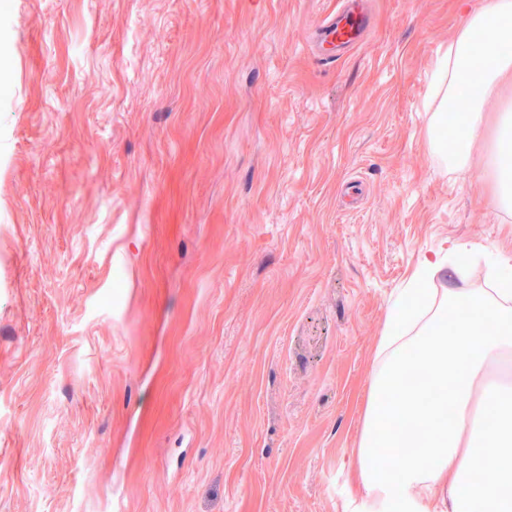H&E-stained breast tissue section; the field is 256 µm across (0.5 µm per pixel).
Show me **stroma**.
Wrapping results in <instances>:
<instances>
[{
  "label": "stroma",
  "mask_w": 512,
  "mask_h": 512,
  "mask_svg": "<svg viewBox=\"0 0 512 512\" xmlns=\"http://www.w3.org/2000/svg\"><path fill=\"white\" fill-rule=\"evenodd\" d=\"M0 0V512H345L391 299L512 253L424 136L490 0ZM342 4V8L322 17L317 23L318 56L330 62L358 46L373 27V17L365 2L348 0Z\"/></svg>",
  "instance_id": "stroma-1"
}]
</instances>
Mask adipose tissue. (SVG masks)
<instances>
[{"mask_svg":"<svg viewBox=\"0 0 512 512\" xmlns=\"http://www.w3.org/2000/svg\"><path fill=\"white\" fill-rule=\"evenodd\" d=\"M426 128L448 170H468L491 142L493 202L512 210V0L470 13L435 62ZM467 94L469 107L456 101ZM497 116L488 120L487 106ZM455 125L457 144L441 138ZM471 251L423 258L390 304L364 399L356 448L360 512H512V255H498L488 288H462ZM449 285L432 287L437 274ZM403 449L387 464L383 449Z\"/></svg>","mask_w":512,"mask_h":512,"instance_id":"obj_1","label":"adipose tissue"}]
</instances>
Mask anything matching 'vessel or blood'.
<instances>
[{
	"label": "vessel or blood",
	"instance_id": "1",
	"mask_svg": "<svg viewBox=\"0 0 512 512\" xmlns=\"http://www.w3.org/2000/svg\"><path fill=\"white\" fill-rule=\"evenodd\" d=\"M373 27V17L363 0H345L342 8L317 23L323 59L332 61L358 46Z\"/></svg>",
	"mask_w": 512,
	"mask_h": 512
}]
</instances>
